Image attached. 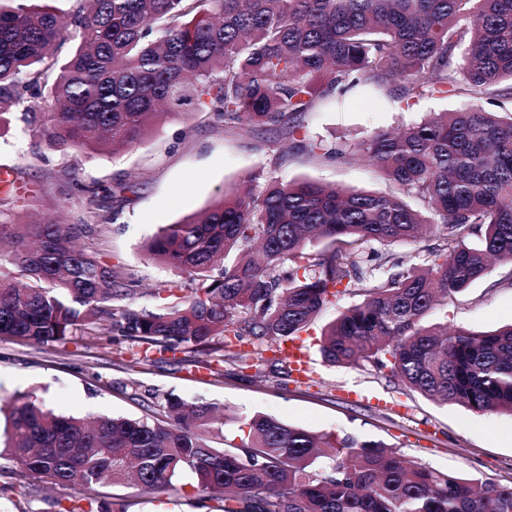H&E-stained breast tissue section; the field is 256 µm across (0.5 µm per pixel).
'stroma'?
Instances as JSON below:
<instances>
[{
    "instance_id": "obj_1",
    "label": "stroma",
    "mask_w": 512,
    "mask_h": 512,
    "mask_svg": "<svg viewBox=\"0 0 512 512\" xmlns=\"http://www.w3.org/2000/svg\"><path fill=\"white\" fill-rule=\"evenodd\" d=\"M469 102L463 92L452 91L405 110L389 98L355 89L342 104L321 103L308 114L307 123L312 134L349 151L378 132ZM22 113V107H15L9 125L0 128V168L14 170L21 182L39 191L34 207L21 211L20 222L49 216L65 224H93L98 209L107 210L111 223L93 224L87 243L102 261L133 276L137 290L130 303L137 308L153 305V289L175 277L173 270L143 253L141 244L162 226L205 210L221 191L250 179L260 186L272 174L357 191L390 189L379 170L365 163L312 158L297 149L294 139L261 129L228 131L208 114L190 119L169 114L141 144L110 154L49 147L37 125L27 124ZM284 148L289 161L275 166ZM75 178L106 187L121 183L126 190L123 197L104 201L72 195L68 185ZM363 299L355 291L321 309L299 335L309 369L284 386L269 366L258 362L259 357L281 354L267 342H236L235 357L225 360L190 347L144 365L141 347L127 342L83 337L38 346L0 338V404L31 394L60 413L156 420L165 416L166 398L176 396L226 408L228 417L217 437L225 447L240 444L245 419L260 412L316 434L380 441L437 470L512 484V416L430 400L368 362L347 367L323 361L322 329ZM425 322L472 331L512 323V264L492 263L482 279L435 306ZM71 495L69 488L33 479L17 466L0 471V512H54L55 502H67ZM89 496L135 503L136 512H160L156 501L166 493L158 491L152 498L128 482L96 487Z\"/></svg>"
}]
</instances>
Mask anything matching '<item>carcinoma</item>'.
Masks as SVG:
<instances>
[{
    "mask_svg": "<svg viewBox=\"0 0 512 512\" xmlns=\"http://www.w3.org/2000/svg\"><path fill=\"white\" fill-rule=\"evenodd\" d=\"M31 2L0 0V124L51 75L54 111L24 115L58 148L117 153L142 142L160 112H210L226 131L300 134L297 148L312 158L364 161L394 191L277 177L224 191L146 243L177 278L152 292L156 307L139 309L123 304L134 281L81 243L91 225L18 223L29 198L11 181L0 188V266L28 282L0 276V336L42 346L94 336L160 354L220 338L227 349L228 336H297L324 306L362 291L324 329L326 362H370L432 400L512 415V325H422L490 260L512 263V110L471 104L352 152L305 125L321 100L354 88L407 107L445 96L458 70L472 97L504 82L498 95L511 97L512 0H76L68 12ZM438 232L420 267L365 252ZM166 413L164 423L85 418L24 395L8 408L0 460L83 493L133 478L147 493L172 489L175 507V482L189 472L194 491L223 500L224 512H512V486L477 484L381 442L256 414L241 443L221 449L207 435L224 408L170 396ZM84 500L70 498L63 512L131 507Z\"/></svg>",
    "mask_w": 512,
    "mask_h": 512,
    "instance_id": "carcinoma-1",
    "label": "carcinoma"
}]
</instances>
